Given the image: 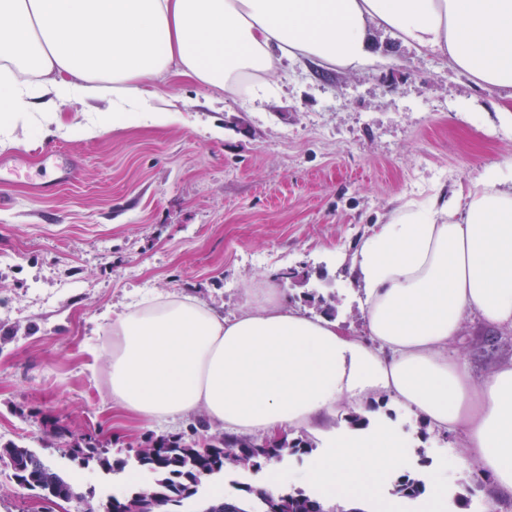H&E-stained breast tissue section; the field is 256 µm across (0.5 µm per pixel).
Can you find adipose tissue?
Here are the masks:
<instances>
[{
    "label": "adipose tissue",
    "instance_id": "1",
    "mask_svg": "<svg viewBox=\"0 0 512 512\" xmlns=\"http://www.w3.org/2000/svg\"><path fill=\"white\" fill-rule=\"evenodd\" d=\"M394 31L489 91L512 89V0H0V135L37 96L102 95L91 136L138 120L143 83L169 71L237 91L282 61L369 66L368 29ZM365 334L269 296L226 317L186 295L112 321V401L143 423L202 412L241 435L292 433L344 402L382 395L458 436L493 479L487 512L512 497V362L475 377L448 347L466 314L512 329V170L485 166L466 193L394 209L351 266ZM392 422L336 438L303 472L344 507L403 468Z\"/></svg>",
    "mask_w": 512,
    "mask_h": 512
}]
</instances>
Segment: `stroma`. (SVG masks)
Here are the masks:
<instances>
[{"mask_svg": "<svg viewBox=\"0 0 512 512\" xmlns=\"http://www.w3.org/2000/svg\"><path fill=\"white\" fill-rule=\"evenodd\" d=\"M374 62L360 71L285 61L251 104L168 73L148 85L143 112L170 113L91 137L69 125L111 101L61 107L60 127L36 117L0 140V447L49 457L97 500L121 495L122 476L81 469L74 442L92 438L109 458L145 437L192 435L196 415L141 426L113 405L112 322L104 311L180 293L231 315L251 294L279 289L289 306L332 315L363 335L351 260L398 205L466 190L483 166L512 161L498 111L512 92H490L447 57L421 53L391 32L368 31ZM75 155L78 180L36 189L43 148ZM450 357L477 376L512 359V330L491 333L465 316ZM371 417L396 422L412 443L405 471H441L439 512H472L491 478L453 434L392 399ZM464 459L461 469L452 463ZM55 505L0 466V512H83Z\"/></svg>", "mask_w": 512, "mask_h": 512, "instance_id": "35a3bbf8", "label": "stroma"}]
</instances>
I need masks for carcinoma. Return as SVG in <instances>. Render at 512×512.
<instances>
[{"instance_id": "cac0c4a2", "label": "carcinoma", "mask_w": 512, "mask_h": 512, "mask_svg": "<svg viewBox=\"0 0 512 512\" xmlns=\"http://www.w3.org/2000/svg\"><path fill=\"white\" fill-rule=\"evenodd\" d=\"M311 448L308 440H283L267 448L263 440L232 433L212 434L203 440H186L182 434L150 437L134 449V467L156 476L146 488L132 486L122 497L110 495L102 512H174L183 502L199 500L200 512H224V505L234 503L237 512H264L268 505L276 512H345L339 505L318 498L301 488L267 492L247 486L243 497L216 496L199 499L201 476L231 470L259 471L273 457L305 453ZM71 460L86 468L94 463L109 473L125 470L128 460H111L90 441L74 443L67 449ZM0 465L12 469L17 481L40 491L41 498L63 497L66 501H86L95 497V490L80 492L73 481L62 476L47 461L27 448L17 445L0 448ZM395 493L416 498L424 493V484L408 475L398 478Z\"/></svg>"}]
</instances>
